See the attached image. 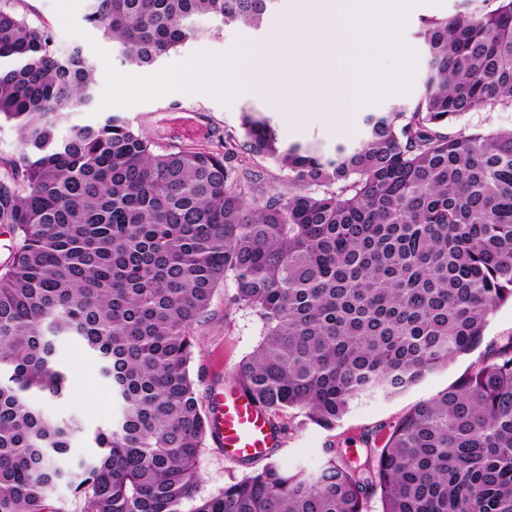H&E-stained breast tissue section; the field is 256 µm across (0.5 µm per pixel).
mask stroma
Here are the masks:
<instances>
[{
    "label": "stroma",
    "instance_id": "obj_1",
    "mask_svg": "<svg viewBox=\"0 0 512 512\" xmlns=\"http://www.w3.org/2000/svg\"><path fill=\"white\" fill-rule=\"evenodd\" d=\"M294 7L295 0H275L262 25L257 28L225 27L205 17L197 18L196 38L161 56L143 70L153 74L172 64L189 63L201 55L211 59L238 44L248 51L244 67H251L269 37L275 32L285 31L288 16ZM487 7L486 0H419L403 34L404 43L416 54V68L409 90L392 93L374 103L359 105L344 102L342 110L345 121L340 126L334 125L320 107L302 113L298 120H288L266 99L246 91L227 104L205 91L195 94L172 92L122 110L121 115L135 129L144 132L159 151L172 145L189 143V136L180 130L181 123L185 121L198 128V137L202 140H217L223 138L225 133L238 131L239 116L247 107L268 116L277 127L283 143L316 141L329 151L339 144L354 145L366 132L367 114L391 111L418 95L427 70L418 36L422 20L458 12L474 13ZM15 9L29 23L48 28L60 52H69L79 45V38L65 34L53 0H17ZM88 10L87 0H82L75 19L96 43L110 51L113 66L129 74L136 75L143 71L122 63L118 54L112 51V42L98 28L87 23ZM231 293V288L227 287L215 296L210 318L201 330L200 347L192 363L193 374L202 379L200 390L207 394L232 385L235 365L253 352L261 339V322L254 313L225 311L224 301ZM511 339L512 302L509 301L498 306L491 314L483 342L475 350L450 365L428 373L421 381L397 395L387 397L372 393L355 398L334 429H323L299 414L291 413L283 417L281 423L288 429V438L283 446L275 450L274 459L288 468L304 465L314 469L322 463L324 450L330 446L340 448L347 458L355 461L364 458L366 449L380 450L391 426L414 405L446 389L465 372L480 365L488 353ZM58 356L68 373L69 394L63 401L51 404V412L64 420L79 417L91 429L105 424L112 417V392L101 380L96 362L69 342L60 343ZM245 471V466L227 460L223 450L215 444H208L199 459V496L216 493L223 489L230 477L242 476Z\"/></svg>",
    "mask_w": 512,
    "mask_h": 512
}]
</instances>
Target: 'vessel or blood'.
<instances>
[{"mask_svg": "<svg viewBox=\"0 0 512 512\" xmlns=\"http://www.w3.org/2000/svg\"><path fill=\"white\" fill-rule=\"evenodd\" d=\"M212 432L216 445L226 457L264 459L268 450L280 447L268 413L254 404L243 391L232 387L210 398Z\"/></svg>", "mask_w": 512, "mask_h": 512, "instance_id": "vessel-or-blood-1", "label": "vessel or blood"}]
</instances>
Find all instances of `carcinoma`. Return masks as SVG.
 Masks as SVG:
<instances>
[{
  "instance_id": "cac0c4a2",
  "label": "carcinoma",
  "mask_w": 512,
  "mask_h": 512,
  "mask_svg": "<svg viewBox=\"0 0 512 512\" xmlns=\"http://www.w3.org/2000/svg\"><path fill=\"white\" fill-rule=\"evenodd\" d=\"M272 0H91L86 20L149 66L193 19L261 26ZM424 22L420 95L366 117L334 155L280 142L252 109L217 146L165 151L124 120L59 127L98 71L0 0V512H512V343L408 411L362 463L329 447L315 471L272 457L206 498L212 420L190 365L215 294L261 340L234 384L277 420L331 430L364 393L393 396L475 349L512 300V129L449 126L512 108V0ZM287 171L270 190L255 160ZM65 338L98 364L104 427L44 409L64 396ZM92 442L65 458L72 439ZM190 510H185L187 504Z\"/></svg>"
}]
</instances>
